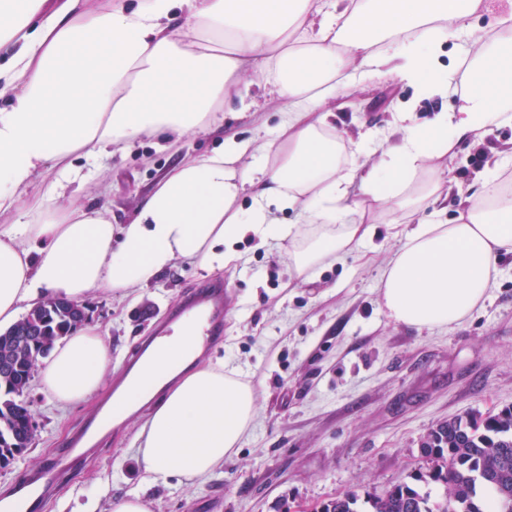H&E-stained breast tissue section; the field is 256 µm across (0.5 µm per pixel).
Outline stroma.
I'll return each mask as SVG.
<instances>
[{"instance_id":"obj_1","label":"stroma","mask_w":512,"mask_h":512,"mask_svg":"<svg viewBox=\"0 0 512 512\" xmlns=\"http://www.w3.org/2000/svg\"><path fill=\"white\" fill-rule=\"evenodd\" d=\"M249 97L258 111H242L236 98L225 101L223 135H187L185 155L219 150L227 134L274 131L280 102L257 84ZM463 103L453 88L429 95L412 82L376 77L351 88L332 110L337 128L354 137L363 126L386 128L407 105L423 122ZM509 140L512 128L506 127L482 144L459 145L452 177L480 188L490 148ZM172 163L152 141H139L127 154L84 166L85 184L73 200L125 223ZM397 246L380 233L363 252L325 263L306 281L288 265L287 241H237L238 266L220 273L227 285L224 335L208 354L241 371L258 395L259 416L238 453L204 485L146 484L133 443L139 424L130 421L108 430L33 512H107L110 499L135 489L151 512H317L338 495H379L406 480L423 464L422 437L439 422L512 407V253L502 256L503 274L480 310L445 329L417 330L392 323L379 293ZM211 280L186 261L126 299L92 291L85 301L88 322L106 334L113 363L125 365L156 324ZM111 390L104 385L85 403L62 410L30 385L24 401L38 436L0 470V490L20 473L39 472L100 411Z\"/></svg>"}]
</instances>
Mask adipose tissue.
<instances>
[{
    "mask_svg": "<svg viewBox=\"0 0 512 512\" xmlns=\"http://www.w3.org/2000/svg\"><path fill=\"white\" fill-rule=\"evenodd\" d=\"M483 0H0V326L46 298L122 295L181 259L206 272L236 264L238 239L286 240L297 278L372 242L386 227L399 245L379 280L395 324L445 328L482 305L512 253V194L497 172L512 141L492 149L479 193L457 190L441 215L439 185L456 147L512 127V19L495 34L472 28ZM454 38L472 74L460 111L417 122L396 113L357 139L336 129L332 101L379 74L450 84L434 50ZM257 77L282 103L274 136L227 137L221 151L164 171L133 217L50 210L78 178L76 157L126 152L150 139L178 152L191 133L224 125V101ZM377 162L356 161L366 149ZM42 196L26 199L37 172ZM250 193L249 212L237 201ZM296 212L275 224L271 208ZM188 320L125 377L108 407L125 422L147 410L137 462L149 483L204 484L240 448L259 413L251 382L223 362L197 365ZM112 363L106 336L86 325L60 340L40 370L59 407L89 400Z\"/></svg>",
    "mask_w": 512,
    "mask_h": 512,
    "instance_id": "obj_1",
    "label": "adipose tissue"
}]
</instances>
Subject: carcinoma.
<instances>
[{"mask_svg": "<svg viewBox=\"0 0 512 512\" xmlns=\"http://www.w3.org/2000/svg\"><path fill=\"white\" fill-rule=\"evenodd\" d=\"M82 323L71 302L41 305L0 333V438L29 445L27 408L16 394L29 382V369L49 356L55 342ZM424 466L382 495L346 493L320 512H512V408L484 418L467 415L441 422L422 439ZM441 485V502L430 485Z\"/></svg>", "mask_w": 512, "mask_h": 512, "instance_id": "carcinoma-1", "label": "carcinoma"}]
</instances>
